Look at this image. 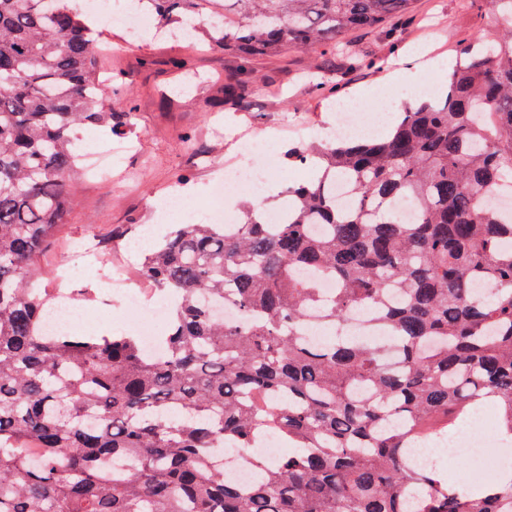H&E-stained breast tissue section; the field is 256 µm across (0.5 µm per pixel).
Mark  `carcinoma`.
<instances>
[{
    "mask_svg": "<svg viewBox=\"0 0 512 512\" xmlns=\"http://www.w3.org/2000/svg\"><path fill=\"white\" fill-rule=\"evenodd\" d=\"M163 27L244 62L224 100L264 92L252 60L327 45L313 85L369 64L351 31L411 0H134ZM461 49L446 91L383 136L293 149L323 169L283 191L285 218L178 224L140 267L170 301L162 352L138 336L49 335L53 299L37 256L69 210L77 130L115 136L131 113L98 96L120 81L95 62V32L69 0H0V512H503L512 484L466 489L413 449L448 437L485 395L512 435V219L486 202L512 189V0ZM352 197L336 205V182ZM400 198L418 217L402 222ZM327 226L318 235L314 225ZM335 282L326 299L321 281ZM493 291L478 296L473 283ZM247 314L227 323L211 300ZM398 345L397 361L349 336L313 341L352 310ZM275 435L294 449L224 476L227 445Z\"/></svg>",
    "mask_w": 512,
    "mask_h": 512,
    "instance_id": "obj_1",
    "label": "carcinoma"
}]
</instances>
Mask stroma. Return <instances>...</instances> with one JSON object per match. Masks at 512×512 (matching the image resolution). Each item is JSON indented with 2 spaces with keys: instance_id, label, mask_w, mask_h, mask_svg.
<instances>
[{
  "instance_id": "35a3bbf8",
  "label": "stroma",
  "mask_w": 512,
  "mask_h": 512,
  "mask_svg": "<svg viewBox=\"0 0 512 512\" xmlns=\"http://www.w3.org/2000/svg\"><path fill=\"white\" fill-rule=\"evenodd\" d=\"M488 22V14L459 8L458 0H414L410 19L400 26L398 42L378 32L346 34V41L374 62L332 89L311 88L308 73L315 57L292 51L251 63L261 83L277 87V94L258 97L245 110L228 107L221 112L215 109L216 100L237 59L219 50L190 46L167 33L132 48L122 29L97 25L99 39L112 47L111 54L101 57V64L127 78L126 84L107 89L106 100L111 109L133 112L134 131L120 139L99 127L81 129L82 142L114 145L121 141L129 150L124 167L113 171L111 183L87 175L74 179L67 221L39 259L42 288L52 297L66 291L77 310L74 332L89 334L108 322L113 333H131L134 314L108 293L101 278L76 269L63 288L51 278L52 268L66 262L71 245L94 237L105 242L107 260L113 266L139 264L148 249L144 228L158 221L152 204L190 191L198 200L208 201L222 185L224 163L237 155L239 135L245 129L257 135L274 130L280 135L265 205L282 207L287 185L311 181L316 175L314 169L291 162L288 153L322 139L336 118L327 109L329 103H345L353 111L364 112L372 105L387 108V100L379 94L385 86L404 89L408 102L427 83L433 93H441L459 61L460 47L480 36ZM417 46L429 49L434 66L394 72L391 61L397 53ZM360 87L369 91L370 102L354 96V89Z\"/></svg>"
}]
</instances>
